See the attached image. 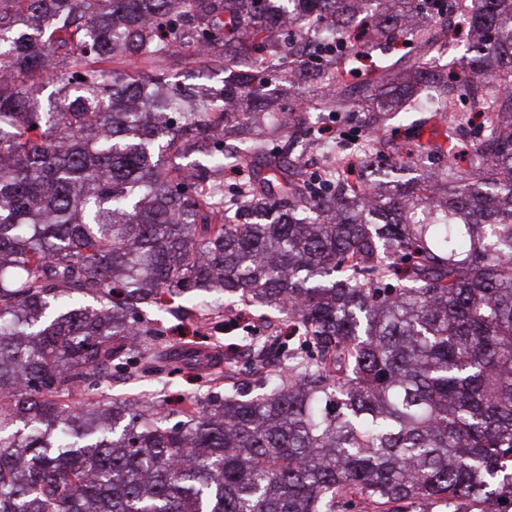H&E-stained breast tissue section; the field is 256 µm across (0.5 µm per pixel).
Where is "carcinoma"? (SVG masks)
<instances>
[{"instance_id": "1", "label": "carcinoma", "mask_w": 512, "mask_h": 512, "mask_svg": "<svg viewBox=\"0 0 512 512\" xmlns=\"http://www.w3.org/2000/svg\"><path fill=\"white\" fill-rule=\"evenodd\" d=\"M450 13L475 45L448 79L426 63ZM399 38L411 53L361 69ZM191 47L186 84L166 62ZM314 60L318 112L359 100L375 130L424 92L450 113L436 188L324 202L260 142L287 124L252 71ZM500 73L512 0H0V512H341L345 493L512 512V91L481 92ZM231 133L255 138L229 154ZM166 299L274 310L297 337L262 392L207 393L173 425L157 396L92 400L114 370L181 365Z\"/></svg>"}]
</instances>
